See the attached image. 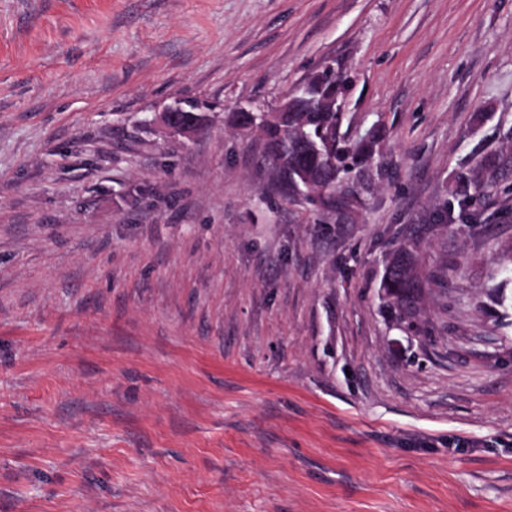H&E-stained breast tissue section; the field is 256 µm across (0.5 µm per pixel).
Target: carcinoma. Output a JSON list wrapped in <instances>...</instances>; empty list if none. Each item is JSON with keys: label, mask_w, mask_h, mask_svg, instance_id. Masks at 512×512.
Returning <instances> with one entry per match:
<instances>
[{"label": "carcinoma", "mask_w": 512, "mask_h": 512, "mask_svg": "<svg viewBox=\"0 0 512 512\" xmlns=\"http://www.w3.org/2000/svg\"><path fill=\"white\" fill-rule=\"evenodd\" d=\"M347 89L345 77L325 69L311 75L275 111L242 110L235 114L240 128L263 132L283 182L330 209L350 205L349 196L336 193V186L349 182L357 168L372 160L382 139L379 130L357 140L350 138L349 129L344 127L347 115L341 108ZM488 166V160L474 156L465 174L479 193L485 189L479 170ZM418 288L412 252L405 247L386 270L385 290L392 307L409 312Z\"/></svg>", "instance_id": "1"}]
</instances>
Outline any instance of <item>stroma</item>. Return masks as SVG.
I'll return each mask as SVG.
<instances>
[{"instance_id": "35a3bbf8", "label": "stroma", "mask_w": 512, "mask_h": 512, "mask_svg": "<svg viewBox=\"0 0 512 512\" xmlns=\"http://www.w3.org/2000/svg\"><path fill=\"white\" fill-rule=\"evenodd\" d=\"M326 66L336 210L234 121ZM0 512H512V0H0ZM418 288L412 269V252L406 247L402 248L386 270L385 290L390 304L396 311L408 313L416 301Z\"/></svg>"}]
</instances>
